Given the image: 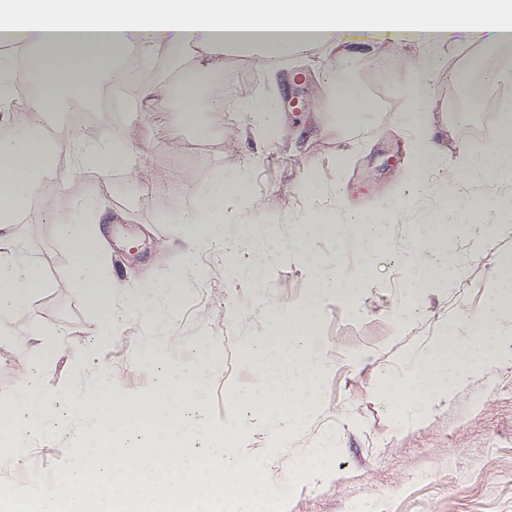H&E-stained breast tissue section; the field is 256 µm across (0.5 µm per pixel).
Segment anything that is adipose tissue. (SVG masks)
<instances>
[{
  "label": "adipose tissue",
  "mask_w": 512,
  "mask_h": 512,
  "mask_svg": "<svg viewBox=\"0 0 512 512\" xmlns=\"http://www.w3.org/2000/svg\"><path fill=\"white\" fill-rule=\"evenodd\" d=\"M475 15L500 24L502 16H512V0H0V33L35 48L31 65L44 77L40 92L27 102L29 121L9 126L0 136V243L11 226L30 216L36 186L58 161L78 169L93 164L104 182L112 172L130 170L138 152L122 132L103 144H74L48 137L39 127L41 117L60 102L81 103L96 95L110 72L122 71L128 82H136L142 70L164 66L189 43L196 46L202 67L210 70L223 69V50L228 46L251 48L255 62L271 67L298 47L293 36L298 28L318 30L315 44L321 47L341 28L362 27L377 17L390 34L420 39L424 55L416 64L423 68L453 30L467 29ZM444 16L454 18V28L441 24ZM141 94L172 97L189 112L224 98L220 87L192 78L174 86L145 85ZM415 100L409 126L415 134L418 169L448 165L454 176L472 178L496 175L512 166L511 108L499 109L498 136L491 149L452 160L434 138L427 90L418 89ZM233 192L223 179H216L190 221V245L217 235L229 223L224 200ZM58 235L73 257L71 279L93 289L97 300H109L112 287L105 281L92 230L63 224ZM30 285L23 261L0 252V329L11 320ZM504 350L497 323L489 317L475 331L469 349L443 341L417 365L410 384L388 377L382 388L397 401L423 399L442 385L466 384L473 367L499 363ZM276 380V393L253 397L256 412L284 423L306 416L319 383L316 370L299 377L280 374Z\"/></svg>",
  "instance_id": "obj_1"
}]
</instances>
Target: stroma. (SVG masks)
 Returning a JSON list of instances; mask_svg holds the SVG:
<instances>
[{"mask_svg":"<svg viewBox=\"0 0 512 512\" xmlns=\"http://www.w3.org/2000/svg\"><path fill=\"white\" fill-rule=\"evenodd\" d=\"M334 50L301 49L275 71L251 57L228 53L223 103L207 118L184 120L167 103H152L153 125L130 112L81 106L104 136L113 128L146 155L131 171L98 185L87 171L58 163L52 198L12 232L42 273L0 331V394L26 390L32 367L42 368L43 419L21 432L23 457L0 460V481L11 490H52L73 474L89 446L76 400L109 391L134 400L159 392L177 370H193L202 385L181 410L192 453L211 447L209 430H225L232 448L265 465L272 490L291 493L285 512H512V357L491 370L474 368L467 385L448 395L398 403L380 389L383 377L406 382L442 338L466 346L478 320L490 312L491 293L512 254V222L493 208L501 191L494 180L445 181L444 171L414 172V134L403 122L410 91L428 79L439 136L449 154L477 152L448 100L460 96L448 73V51L429 72L407 64L415 43H397L383 21L339 30ZM347 51L345 67L334 51ZM350 92L364 102L354 124L341 122L332 103ZM305 101L287 109L289 98ZM269 102L281 116L267 127L237 111L238 99ZM199 137L201 153H184ZM245 182L229 198L233 223L223 238L197 245L189 266L181 260L187 221L216 175ZM100 187L103 270L112 300L95 302L68 276L72 254L58 224L84 223L71 194ZM485 210L480 236L466 217L450 211V196ZM332 207L334 229H309L318 210ZM448 215L453 232L439 241L420 237L423 213ZM380 224L391 246L370 249L354 220ZM258 277L234 274L226 250ZM428 270L415 284V270ZM337 277L353 293L322 288ZM172 294L155 314L140 308L144 296ZM314 304L316 321L300 348L274 353L262 345L277 315ZM254 344V362L240 350ZM300 375H320L311 413L292 425L257 414L251 398L271 388L268 365ZM329 465L330 478L291 482L308 461Z\"/></svg>","mask_w":512,"mask_h":512,"instance_id":"35a3bbf8","label":"stroma"}]
</instances>
